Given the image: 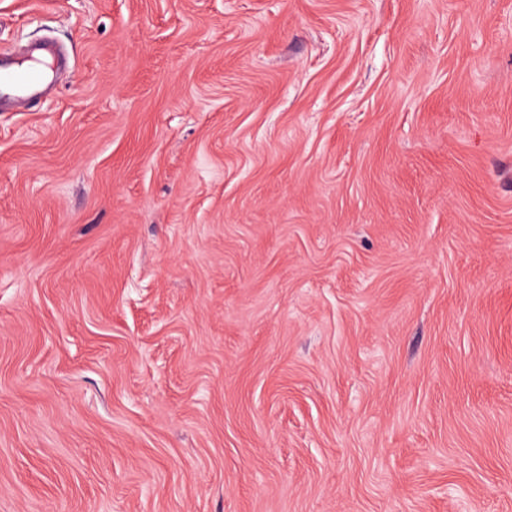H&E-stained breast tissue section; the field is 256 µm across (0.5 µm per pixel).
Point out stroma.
Returning a JSON list of instances; mask_svg holds the SVG:
<instances>
[{
    "label": "stroma",
    "instance_id": "35a3bbf8",
    "mask_svg": "<svg viewBox=\"0 0 512 512\" xmlns=\"http://www.w3.org/2000/svg\"><path fill=\"white\" fill-rule=\"evenodd\" d=\"M0 512H512V0H0Z\"/></svg>",
    "mask_w": 512,
    "mask_h": 512
}]
</instances>
